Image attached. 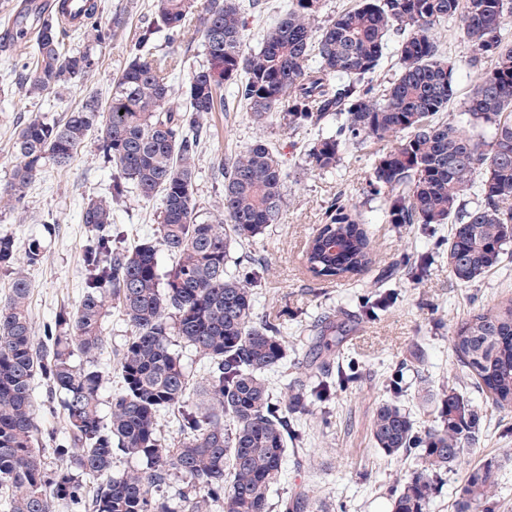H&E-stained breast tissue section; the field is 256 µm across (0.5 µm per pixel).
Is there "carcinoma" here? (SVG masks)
I'll return each instance as SVG.
<instances>
[{
    "mask_svg": "<svg viewBox=\"0 0 512 512\" xmlns=\"http://www.w3.org/2000/svg\"><path fill=\"white\" fill-rule=\"evenodd\" d=\"M83 27L103 47L126 17L98 28L97 0H84ZM323 0H288L263 45L248 46L237 0H152L148 20L136 27L128 62L102 102L84 96L62 123L27 121L13 143L18 159L0 201L21 203L32 179L50 162L67 167L89 132L100 127L97 150L112 168L110 197L90 200L82 222L104 230L86 247L85 290L74 311L60 310L54 326L36 339L29 316L30 280L17 272L0 303V494L9 512H273L272 492L288 444L303 443L298 418L346 387L352 375L323 372L324 364L295 361L288 400L274 397L268 374L288 368L295 342L255 312L260 272L231 270L233 251L252 244L281 222L286 170L272 143L255 138L242 150L219 155L224 177L222 214L198 220L195 160L202 120L224 108V85L264 126L280 113L288 127H318L330 114L336 132L321 136L306 154L314 169L333 170L346 141L391 143L375 161L372 185L391 224H449L448 269L468 285L498 267L512 243V37L502 27L512 0H359L324 20ZM17 14L15 25L34 32L25 74L26 93L39 98L76 85L99 66L94 47L70 49L60 15ZM457 25L470 48L478 84L467 102L469 125L492 128L484 140L442 120L454 91V65L443 34ZM402 32L394 56L397 77L379 92L366 82L388 54L391 32ZM200 38L207 64L182 86L175 107L171 83L177 59L159 52ZM134 190L161 197L157 236L126 250L113 245V204ZM170 266L162 271L158 253ZM374 244L352 218L344 198L302 254L317 279L346 281L369 269ZM16 245L0 236V265L14 263ZM392 292L363 305L373 316L390 307ZM119 309L131 336L116 354L122 380L109 415L101 412L102 375L92 362L106 345L110 307ZM344 330L330 321L307 336L310 355L330 356ZM206 361L199 405L187 409L191 379L176 344ZM450 346L467 382L483 403L512 412V298L475 312L452 327ZM85 364L77 365L74 356ZM59 398L67 440L54 452L69 466L49 470L34 448L37 413L33 385ZM439 425L420 428L396 401L381 403L370 426L374 447L387 456H412L411 473L391 475V512H427L441 473L461 464L483 433L481 408L452 386L437 401ZM179 410L181 438L166 442L158 429L164 410ZM125 457L140 467L113 473ZM173 478L186 490L172 500ZM497 471L471 470L456 492L454 512H477L491 497ZM314 490L301 488L280 502L281 512H310Z\"/></svg>",
    "mask_w": 512,
    "mask_h": 512,
    "instance_id": "cac0c4a2",
    "label": "carcinoma"
}]
</instances>
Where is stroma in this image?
Returning a JSON list of instances; mask_svg holds the SVG:
<instances>
[{
  "mask_svg": "<svg viewBox=\"0 0 512 512\" xmlns=\"http://www.w3.org/2000/svg\"><path fill=\"white\" fill-rule=\"evenodd\" d=\"M131 37L130 29L120 32L102 48L98 68L83 86L41 98L29 97L18 80L17 71L26 61L24 50L13 45L0 48L1 187L12 179L17 164L12 144L23 123L34 115L50 122L63 121L88 91L109 98L112 83L126 63ZM446 54L456 64L455 94L448 112L462 126L466 123L465 104L477 78L467 65L469 46L457 31L448 33ZM203 124L207 135L194 179L202 221H213L221 213L223 186L212 170L215 155L234 153L262 135L286 160V206L281 223L235 253L241 266L267 269L256 291L257 313L280 323L297 340L306 336L318 317L343 315L348 323L340 352L358 370L357 380L337 392L329 404L312 405L302 416L311 445L318 450V466L307 469L296 455H287L277 494L287 497L296 487L310 484L328 512H390L388 476L399 467L411 469L414 463L385 456L370 440L372 415L388 398L384 381L401 375L405 389L401 406L418 425H435L437 407L424 401V392H439L462 375L449 348V327L457 319L489 310L512 297V248L485 278L459 284L446 259L450 225L388 223L382 201L371 186L383 142L373 138L348 142L335 171L309 169L305 152L317 134L335 131V117L325 118L316 130H291L277 115L260 128L252 124L245 107L231 101L224 110L208 115ZM97 139V132H90L67 168L46 164L32 180L22 204L0 203V234L11 235L21 252L31 242L41 245L40 262L24 269L33 287L30 316L38 336L53 323L61 307H76L84 292L82 252L94 230L83 223L82 210L89 199L107 195L112 179L111 168L97 150ZM340 195L349 200L375 240L377 252L367 271L336 284L311 276L301 263V254L309 237L323 224L326 208ZM159 207V200L127 195L114 213L120 243L131 248L153 238ZM421 253L433 255L434 262L419 283L410 278L405 263ZM381 288L397 293V302L377 316L362 315L364 298ZM130 334L122 315L111 312L107 345L97 360L103 377L102 405H109L121 388L114 354ZM33 396L38 407L34 446L46 467L54 469L61 461L52 449L66 436L64 422L61 416L49 413L52 401L43 385L35 386ZM489 462L498 466L499 480L486 504L488 512H512V413L485 412L480 443L463 465L449 471L427 512H453L455 492L468 470Z\"/></svg>",
  "mask_w": 512,
  "mask_h": 512,
  "instance_id": "obj_1",
  "label": "stroma"
}]
</instances>
